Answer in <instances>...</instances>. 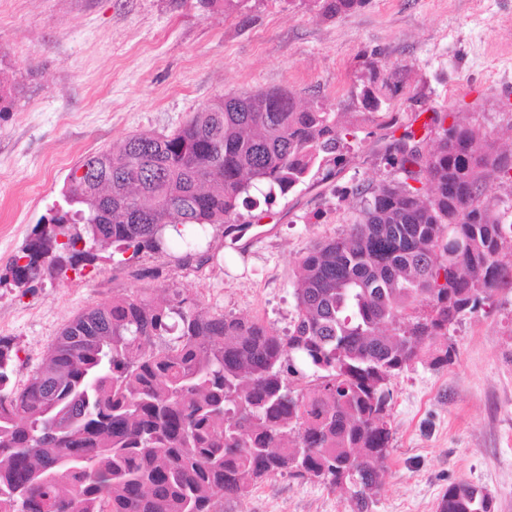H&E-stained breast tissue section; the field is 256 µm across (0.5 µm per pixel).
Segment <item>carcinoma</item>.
Segmentation results:
<instances>
[{"instance_id":"cac0c4a2","label":"carcinoma","mask_w":512,"mask_h":512,"mask_svg":"<svg viewBox=\"0 0 512 512\" xmlns=\"http://www.w3.org/2000/svg\"><path fill=\"white\" fill-rule=\"evenodd\" d=\"M366 0H323L332 16ZM0 112L17 86L3 79ZM435 114L438 146L406 134L387 157L398 184L358 188L362 219L298 264L296 316L282 336L198 309L181 292L87 308L40 370L13 384L0 338V512H220L272 474L318 480L372 512L391 449V379L453 361L450 330L512 291V222L486 200L512 184V153ZM354 132L291 92L220 95L167 134L85 157L64 204L43 216L8 275L26 286L92 265L196 245L234 224L252 190L285 194L340 164ZM86 173L78 178L80 169ZM437 512H494L485 489L448 486Z\"/></svg>"}]
</instances>
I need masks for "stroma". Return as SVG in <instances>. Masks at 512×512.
<instances>
[{
  "mask_svg": "<svg viewBox=\"0 0 512 512\" xmlns=\"http://www.w3.org/2000/svg\"><path fill=\"white\" fill-rule=\"evenodd\" d=\"M0 56L19 88L0 113V275L59 201L72 167L133 134H161L227 93L291 91L338 113L355 137L342 164L261 201V220L208 228L198 247L101 260L66 279L0 284V337L14 342L24 386L63 326L120 294L182 292L206 311L286 334L298 262L338 236L359 207L351 191L400 180L386 146L433 113L512 144V0H366L341 17L316 0H0ZM393 72L391 87L373 71ZM381 100L371 109L364 87ZM451 364H416L391 381L393 448L373 512H437L449 484L489 490L512 512V294L450 332ZM224 512H350L314 480L274 475Z\"/></svg>",
  "mask_w": 512,
  "mask_h": 512,
  "instance_id": "obj_1",
  "label": "stroma"
}]
</instances>
